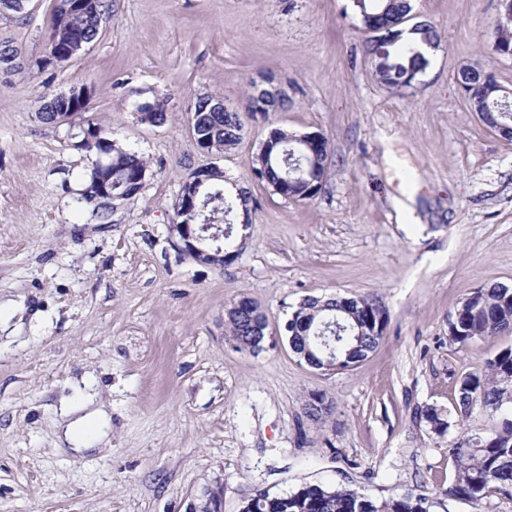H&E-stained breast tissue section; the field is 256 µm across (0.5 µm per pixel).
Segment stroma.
<instances>
[{"mask_svg":"<svg viewBox=\"0 0 512 512\" xmlns=\"http://www.w3.org/2000/svg\"><path fill=\"white\" fill-rule=\"evenodd\" d=\"M58 0L0 15V38L45 53ZM442 36L410 88L383 86L363 51L352 0H112L81 55L0 85V512H185L223 483L224 512L245 497L306 483L403 490L432 512H512L443 496L455 464L422 419L440 409L449 438L483 427L456 404L461 374L512 346V331L461 345L448 319L474 289L512 284V138L481 122L457 74L478 65L512 89V56L493 52L498 0H413ZM270 75L291 104L244 117L236 149L197 145L191 111L217 95L245 108ZM85 84L90 109L59 128L35 113L44 95ZM167 99L168 120L139 121L141 96ZM149 161L139 194L107 223L74 200L95 160L88 124ZM318 132L330 145L322 189L274 194L252 174L271 128ZM216 166L251 196L244 246L224 267L176 246L182 184ZM410 201L411 214L397 203ZM379 296L381 346L352 369L300 364L279 330L308 297ZM248 298L276 342L254 354L227 340L224 313ZM321 393L329 420L307 418ZM94 399L112 408V445L83 457L56 448L61 413Z\"/></svg>","mask_w":512,"mask_h":512,"instance_id":"1","label":"stroma"}]
</instances>
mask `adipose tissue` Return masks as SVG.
<instances>
[{"instance_id":"1","label":"adipose tissue","mask_w":512,"mask_h":512,"mask_svg":"<svg viewBox=\"0 0 512 512\" xmlns=\"http://www.w3.org/2000/svg\"><path fill=\"white\" fill-rule=\"evenodd\" d=\"M112 411L106 405L84 402L74 406L59 425V441L71 451L104 448L109 444Z\"/></svg>"}]
</instances>
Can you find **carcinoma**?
<instances>
[{"instance_id": "obj_1", "label": "carcinoma", "mask_w": 512, "mask_h": 512, "mask_svg": "<svg viewBox=\"0 0 512 512\" xmlns=\"http://www.w3.org/2000/svg\"><path fill=\"white\" fill-rule=\"evenodd\" d=\"M359 28L369 34L365 50L372 61L386 52L382 67L376 71L378 80L388 88L400 90L409 87L421 74L427 59L422 47H434L440 40L437 29L419 22L411 27V37L403 38L402 26L409 21L413 10L411 0H361L354 3ZM107 5L105 0H84L78 8L66 9L58 4L47 37V53L33 65L46 69L53 65L57 53L72 43L96 41L102 29ZM397 39L390 44L379 41L382 33ZM512 48V28H497L493 51ZM17 49L8 39L0 40V74L16 75L29 67L16 62ZM460 82L472 98L486 108L481 119L505 135H512V98L504 99L492 74L472 66L460 71ZM220 97L207 95L197 99L192 113V130L198 146L221 155L236 148L242 140L243 122L239 112L217 108ZM79 102H63L57 95L42 98L37 117L43 124L57 126L62 116L73 118L80 114ZM143 124L160 126L167 119L166 101L156 97L136 105ZM97 142L87 148L103 155L106 165L93 166L84 177V186L96 179L112 182L114 194L129 200L138 194L135 178L147 173L148 162L138 151L110 139L101 127H94ZM276 145L257 153L253 172L271 190L284 197L308 198L307 183L322 188L327 173L329 143L306 145L289 140V133L274 129ZM207 188L198 196L194 213L183 211V203L176 206V223L193 224L207 237L210 247L224 251H239L233 235L240 218L239 208L248 204V191L222 184L224 173L210 167L205 173ZM79 209L90 208L100 221L107 220L106 210L112 208V199L100 200L87 193L76 199ZM253 310L232 311L224 316L227 333L245 346L251 345L255 328L251 312H261L257 303ZM389 320L386 305L376 297L306 298L288 318V335L298 354L305 355L313 366L325 359L327 348L336 347L335 336H344L341 345L348 356L346 366L352 368L374 353L379 347ZM512 328V288L497 283L477 288L450 315L448 335L459 344H474ZM457 404L464 414L479 408L491 419V425L466 432L448 442V456L456 463L455 482L442 491L477 507L485 499L499 494L512 497V347H506L487 358L485 370L467 372L457 383ZM424 417L431 430L439 437L446 434L450 423L443 412L430 406ZM242 512H429L428 500L410 492L376 499L355 488H332L319 483L305 484L295 490L271 495L265 491L245 503Z\"/></svg>"}]
</instances>
